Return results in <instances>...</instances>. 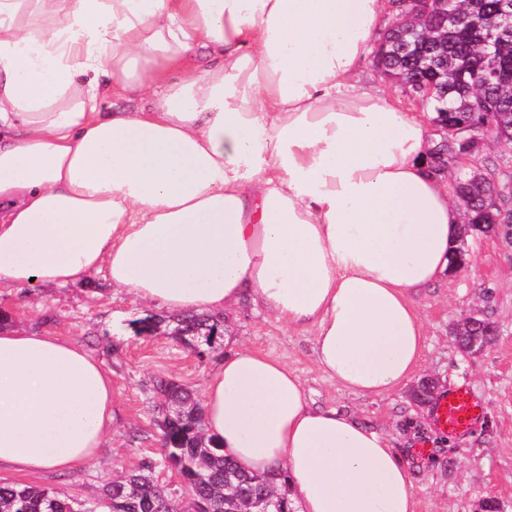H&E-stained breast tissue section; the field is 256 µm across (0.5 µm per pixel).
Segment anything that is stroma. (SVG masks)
Here are the masks:
<instances>
[{
	"instance_id": "stroma-1",
	"label": "stroma",
	"mask_w": 512,
	"mask_h": 512,
	"mask_svg": "<svg viewBox=\"0 0 512 512\" xmlns=\"http://www.w3.org/2000/svg\"><path fill=\"white\" fill-rule=\"evenodd\" d=\"M467 241L471 263L413 300L427 336L418 375L434 378L442 392L467 387L482 401L485 417L471 434H441L431 402L416 400L413 386L367 398L333 384L315 361L312 332L288 329L248 302L224 310V340L202 357L165 329L137 333L139 320H168L171 312L138 302L99 273L81 285L36 289L25 299L0 288V310L11 314L13 327L75 340L104 364L112 374L113 414L112 430L90 465L64 473H1L0 481L82 499L100 496L118 475L160 453L154 380L202 392L225 354L245 347L296 369L311 407L344 411L401 452L412 472L417 512H484L489 502L496 512H512V243L498 231L475 232ZM471 313L486 315L497 327L494 343L477 354L460 348L453 335Z\"/></svg>"
}]
</instances>
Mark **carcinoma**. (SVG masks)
<instances>
[{
	"label": "carcinoma",
	"instance_id": "cac0c4a2",
	"mask_svg": "<svg viewBox=\"0 0 512 512\" xmlns=\"http://www.w3.org/2000/svg\"><path fill=\"white\" fill-rule=\"evenodd\" d=\"M447 2V10L422 20L415 6L396 0V20L374 51L376 65L383 73L399 80L409 74L424 84H437L439 98L422 104V110L431 113L433 120L445 113L448 121L470 128L466 143L457 138L432 145L429 153L439 167L460 157L479 156L484 112L494 113L493 140L512 144V15L501 14V0ZM487 55L494 56L507 71L489 86L476 74ZM456 193L465 208L464 231L488 232L499 227L505 235L512 234V208H506L512 192H498L491 180L465 174ZM174 322L206 353L215 350L224 335V325L207 315L181 316ZM153 390L172 393L188 408L180 419L165 423L159 458L143 461L94 501H78L37 486L1 483L0 512H177L154 482L159 468H168L181 477L196 512H232L238 508V503L224 500V479L240 476L242 471L224 455L223 446L212 445L205 437L198 400L187 388L163 378L155 381Z\"/></svg>",
	"mask_w": 512,
	"mask_h": 512
}]
</instances>
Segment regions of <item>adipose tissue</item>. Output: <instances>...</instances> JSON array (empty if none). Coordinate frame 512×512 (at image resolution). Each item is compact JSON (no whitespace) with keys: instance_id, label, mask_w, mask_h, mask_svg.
I'll use <instances>...</instances> for the list:
<instances>
[{"instance_id":"adipose-tissue-1","label":"adipose tissue","mask_w":512,"mask_h":512,"mask_svg":"<svg viewBox=\"0 0 512 512\" xmlns=\"http://www.w3.org/2000/svg\"><path fill=\"white\" fill-rule=\"evenodd\" d=\"M384 0H0V288L105 272L180 314L248 298L314 329L332 382L404 387L412 292L450 267L460 214L424 124L359 78ZM134 93L147 104L105 112ZM209 438L286 469L296 512H416L409 465L300 376L239 349L203 392ZM78 343L0 330V472L71 471L112 428Z\"/></svg>"}]
</instances>
